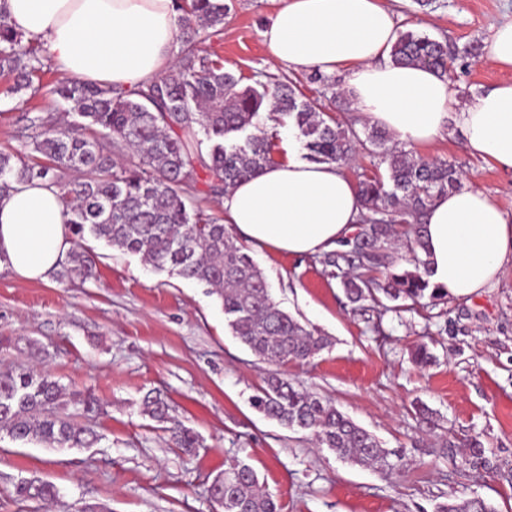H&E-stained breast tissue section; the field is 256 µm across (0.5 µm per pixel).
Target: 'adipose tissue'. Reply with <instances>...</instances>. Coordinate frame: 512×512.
<instances>
[{"mask_svg":"<svg viewBox=\"0 0 512 512\" xmlns=\"http://www.w3.org/2000/svg\"><path fill=\"white\" fill-rule=\"evenodd\" d=\"M0 9L26 38L44 42L67 76L85 82L134 88L174 63L173 0H0ZM262 37L275 63L342 74L356 113L399 140L432 142L448 122L450 77L389 62L398 28L385 0H283ZM459 122L471 154L512 171V82L474 97ZM223 207L225 224L242 241L296 256L335 250L361 212L353 180L293 152L236 183ZM422 243L431 283L468 297L512 264V215L468 186L431 203ZM69 247L58 189L44 179L13 184L0 199V255L13 273L47 280Z\"/></svg>","mask_w":512,"mask_h":512,"instance_id":"ef3b65f1","label":"adipose tissue"}]
</instances>
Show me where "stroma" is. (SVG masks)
<instances>
[{"instance_id":"stroma-1","label":"stroma","mask_w":512,"mask_h":512,"mask_svg":"<svg viewBox=\"0 0 512 512\" xmlns=\"http://www.w3.org/2000/svg\"><path fill=\"white\" fill-rule=\"evenodd\" d=\"M221 38L202 42L252 85L265 76L291 78L306 96L322 87L308 73L273 64L261 33L283 0H225ZM399 31L448 42L457 58L449 72L453 112L434 142L416 155L456 166L462 184L483 190L512 214V173L468 152L456 117L463 104L501 81H512L483 60L495 30L512 21V0H394ZM0 75V149L24 154L31 134L26 113L52 112L49 93L29 99L8 94ZM97 276L60 262L47 281H20L0 265V369L34 363L72 392H92L102 414L88 419L101 437L91 448L57 451L0 438V512H78L87 502L109 512H215L208 487L227 461L253 466L283 512H435L448 494L479 497L496 512H512V266L493 285L466 298L423 299L412 310H352L338 280L312 257L271 250L250 254L281 307L329 336L332 346L310 362L291 363L289 379L332 401L383 447L406 452L400 478L344 463L311 436L280 426L250 404L272 372L227 328L216 296L196 281L157 271L140 256L87 239ZM48 354L30 360L28 342ZM427 346L434 362L412 355ZM165 393L171 416L194 430L193 455L175 448L168 432L142 414L145 392ZM437 412L427 432L410 413L414 401ZM454 457L432 456L442 438ZM479 438L500 473L470 468L466 443ZM24 478L54 484L56 507L17 500Z\"/></svg>"}]
</instances>
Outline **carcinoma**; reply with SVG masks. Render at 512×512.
I'll return each instance as SVG.
<instances>
[{"mask_svg": "<svg viewBox=\"0 0 512 512\" xmlns=\"http://www.w3.org/2000/svg\"><path fill=\"white\" fill-rule=\"evenodd\" d=\"M179 12L177 63L167 74L132 89L101 86L64 77L49 90L66 104L68 121L53 113L27 118L35 134L26 158L0 152V198L14 182L47 178L59 189L75 237L68 262L85 279L96 276L90 251L82 241L90 236L125 253L140 255L154 268L195 280L218 296L232 334L254 354L273 365L309 362L331 341L283 310L270 285L246 252L225 229L222 218L194 203L190 189L199 173L220 193L274 162L277 127L290 124L311 162L344 166L362 147L375 159V171L357 183L363 212L357 234L340 248L323 254L319 263L327 277L339 279L347 301L399 299L417 305L448 290L430 287L429 264L420 253V216L439 195L461 187L456 168L446 160L416 158L398 146L395 135L365 123L362 128L340 122L323 110L322 101L348 109L350 101L336 83L319 71L309 76L323 86L322 99H309L290 79L268 77L240 87V78L225 68L218 55L202 52L200 33L219 37L227 5L211 0H174ZM396 65H423L448 74V45L427 34L400 33L390 51ZM50 61L44 44L29 40L0 14V73L14 75L8 93H40V73ZM263 112L275 115L276 126L260 123ZM127 149L125 163L113 159ZM413 233L409 248L414 270L398 273L388 248L397 225ZM254 408L289 429L312 434L321 448L344 461L369 467L391 480L406 467L401 450L382 447L375 435L339 411L331 401L315 396L279 374L270 375L251 397ZM76 406L89 416L103 410L92 393H68L46 371L17 364L0 371V432L15 441L37 440L53 448H89L98 437L69 412ZM142 411L158 423H168L176 447L189 453L200 447L193 430L173 422L170 406L159 391L142 399ZM467 462L475 470L494 472L501 464L486 455L483 444H468ZM222 477V512H281L271 493L259 486L256 470L234 460ZM17 496L25 501L59 499L51 483L33 478L20 482ZM435 512H494L480 498L453 494Z\"/></svg>", "mask_w": 512, "mask_h": 512, "instance_id": "carcinoma-1", "label": "carcinoma"}]
</instances>
